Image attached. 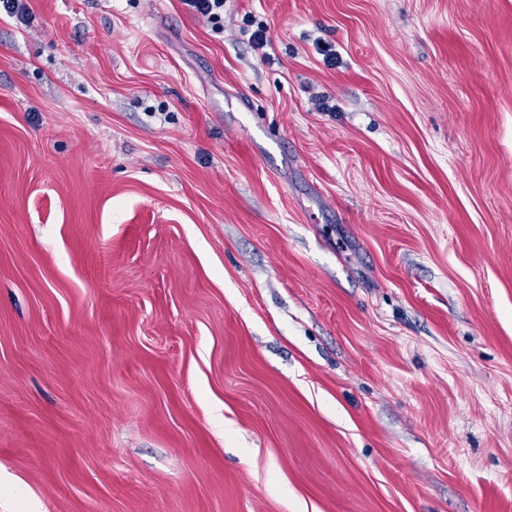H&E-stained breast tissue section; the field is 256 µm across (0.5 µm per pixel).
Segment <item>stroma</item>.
<instances>
[{
    "label": "stroma",
    "instance_id": "1",
    "mask_svg": "<svg viewBox=\"0 0 512 512\" xmlns=\"http://www.w3.org/2000/svg\"><path fill=\"white\" fill-rule=\"evenodd\" d=\"M24 3L0 512H512V0ZM195 13L212 21H220L224 15V0H183Z\"/></svg>",
    "mask_w": 512,
    "mask_h": 512
}]
</instances>
